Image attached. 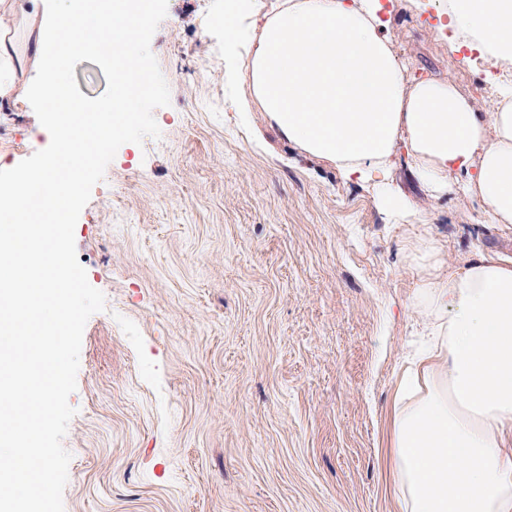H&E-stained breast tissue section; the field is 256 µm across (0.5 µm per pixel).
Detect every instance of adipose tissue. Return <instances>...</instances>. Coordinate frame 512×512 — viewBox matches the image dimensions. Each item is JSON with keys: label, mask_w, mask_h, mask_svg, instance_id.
<instances>
[{"label": "adipose tissue", "mask_w": 512, "mask_h": 512, "mask_svg": "<svg viewBox=\"0 0 512 512\" xmlns=\"http://www.w3.org/2000/svg\"><path fill=\"white\" fill-rule=\"evenodd\" d=\"M379 0H282L251 64L253 101L289 143L350 181L386 187L391 158L429 197L460 188L485 223L512 224V80L474 111L449 80L407 85ZM449 50L512 63V0H448ZM417 248L427 348L393 398L390 468L400 512H512V258L480 252L439 273Z\"/></svg>", "instance_id": "obj_1"}]
</instances>
